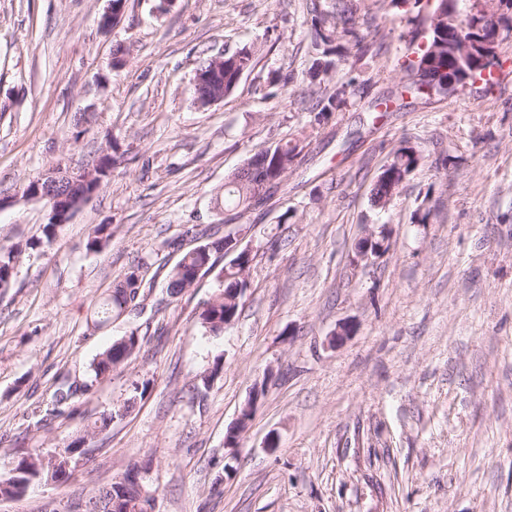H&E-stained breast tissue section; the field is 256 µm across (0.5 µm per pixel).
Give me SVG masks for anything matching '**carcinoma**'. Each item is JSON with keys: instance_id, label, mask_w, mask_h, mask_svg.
Segmentation results:
<instances>
[{"instance_id": "1", "label": "carcinoma", "mask_w": 512, "mask_h": 512, "mask_svg": "<svg viewBox=\"0 0 512 512\" xmlns=\"http://www.w3.org/2000/svg\"><path fill=\"white\" fill-rule=\"evenodd\" d=\"M461 14L450 15L443 11L442 17L434 29L427 35V44L415 50L416 58H406L402 63L405 83L413 86L424 80L434 83L436 95L448 96V78L459 84L463 79L468 83L483 82L486 87L494 85L492 74L497 63L496 54L484 59L483 46L475 48V55H452L453 50H461L457 43V34L461 33L470 42L483 39L486 23L476 15H469L470 0H457ZM365 8L364 0H312L311 36L321 55L316 58L308 71L309 83L321 82L335 67L331 56L336 55L350 45L360 55L373 51L375 43L368 40V34L359 24V13ZM256 63V53L251 47H244L224 59V85L216 83L201 87L196 100L206 104L208 99L219 89H224V96H229L237 87L241 77L252 70ZM346 85L342 84L329 95L316 99L312 106L314 112L311 125H319L345 104ZM303 146L299 143H277L264 147L247 160L255 168L251 179L244 178L240 172H234L224 182V200L235 208L247 212L260 199L256 198L261 187L253 184L256 179L269 182L280 188L288 170L301 154ZM424 160L421 151L408 140L391 153L390 160L382 167L372 189L371 201L383 208L391 202L393 196L400 192L407 177ZM224 252V239L205 241L182 255L173 268L167 292L175 296L192 287L200 276L214 270L212 258ZM17 251L0 249V289L11 287L16 275ZM250 254L237 252L230 261L216 274L217 291L205 304L198 315V321L205 332L219 335L224 332L238 313L240 299L247 288V272L250 268ZM143 278L140 267L133 266L125 273L122 280L115 283L112 293L99 304L96 311L94 327L102 328L125 313L135 309L143 298ZM139 346V337L132 333L128 339H120L99 353L91 364L93 380L84 383L81 390L88 391L93 382L110 374L122 365ZM119 416L118 409L102 412L87 426L83 434L75 438L66 448L58 452V467L74 458L67 456L69 450L79 448L87 443L88 437L110 427ZM149 500L137 501L136 491L122 489L116 484L95 489L84 502L82 512H148Z\"/></svg>"}]
</instances>
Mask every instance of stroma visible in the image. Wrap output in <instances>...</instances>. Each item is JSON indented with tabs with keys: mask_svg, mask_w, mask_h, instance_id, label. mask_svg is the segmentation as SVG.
I'll list each match as a JSON object with an SVG mask.
<instances>
[{
	"mask_svg": "<svg viewBox=\"0 0 512 512\" xmlns=\"http://www.w3.org/2000/svg\"><path fill=\"white\" fill-rule=\"evenodd\" d=\"M366 2L382 49L337 59L320 91L348 84L347 103L314 127L310 0H174L163 12L127 0L109 31L107 0H0V247L18 251L0 294V474L145 389L89 440L67 483L0 499V512H75L133 464L157 512H512V36L492 89L410 97L400 64L431 6L410 0L406 21ZM244 47L254 68L224 102L197 108L199 61ZM297 138L307 146L285 191L243 214L216 209L229 174ZM405 139L424 161L374 207ZM104 151L123 164L39 245L49 209L26 186ZM99 224L110 237L94 252ZM189 224L214 238L241 229L251 252L219 336L197 320L213 275L167 294L196 245ZM383 228L388 251L361 260L360 240ZM137 264L141 309L94 328ZM132 332L140 347L123 366L57 406L58 388ZM261 384L252 422L225 447Z\"/></svg>",
	"mask_w": 512,
	"mask_h": 512,
	"instance_id": "1",
	"label": "stroma"
}]
</instances>
